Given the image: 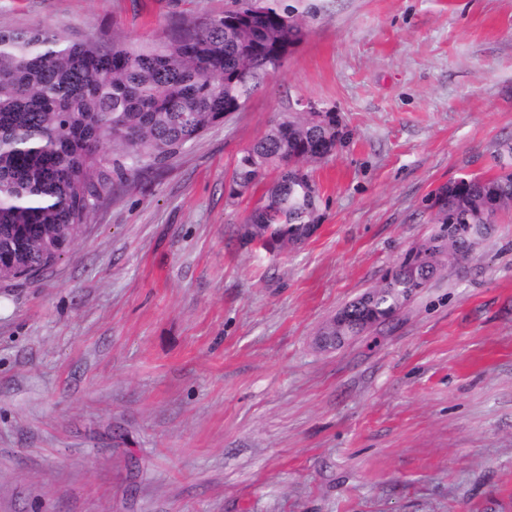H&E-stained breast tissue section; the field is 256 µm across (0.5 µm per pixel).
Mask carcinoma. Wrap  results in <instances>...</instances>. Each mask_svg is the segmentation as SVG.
Wrapping results in <instances>:
<instances>
[{"label":"carcinoma","instance_id":"obj_1","mask_svg":"<svg viewBox=\"0 0 512 512\" xmlns=\"http://www.w3.org/2000/svg\"><path fill=\"white\" fill-rule=\"evenodd\" d=\"M280 0H236L224 15L182 27L171 38L129 46L104 37L68 39L42 28L0 27V280L33 279L71 251L124 169L153 168L246 102L301 41ZM332 109L302 103L237 159L230 193L278 179L244 228L246 242L273 251L318 227L319 190L305 165L343 140ZM500 172L452 181L424 200L435 232L409 249L378 286L347 303L328 336H358L391 320L445 261L463 259L473 240L512 210V146Z\"/></svg>","mask_w":512,"mask_h":512}]
</instances>
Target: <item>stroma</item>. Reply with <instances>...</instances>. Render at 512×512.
<instances>
[{
  "mask_svg": "<svg viewBox=\"0 0 512 512\" xmlns=\"http://www.w3.org/2000/svg\"><path fill=\"white\" fill-rule=\"evenodd\" d=\"M305 37L245 105L128 170L73 254L0 281V512H512V210L389 322L320 329L512 144V0H283ZM233 0H0V25L140 45ZM351 132L320 226L240 239V151L297 98Z\"/></svg>",
  "mask_w": 512,
  "mask_h": 512,
  "instance_id": "1",
  "label": "stroma"
}]
</instances>
